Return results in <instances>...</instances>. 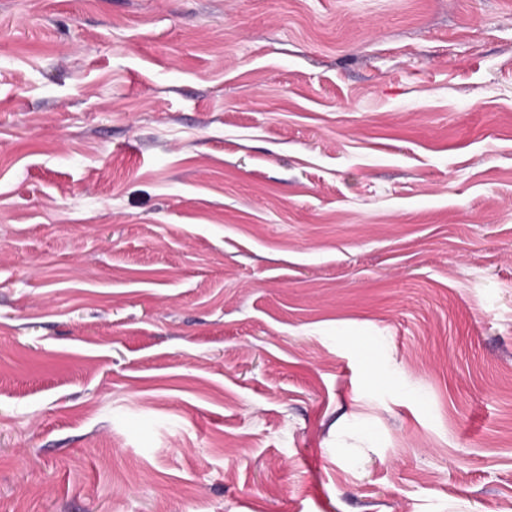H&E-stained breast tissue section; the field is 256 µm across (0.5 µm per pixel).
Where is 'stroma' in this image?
<instances>
[{
    "mask_svg": "<svg viewBox=\"0 0 512 512\" xmlns=\"http://www.w3.org/2000/svg\"><path fill=\"white\" fill-rule=\"evenodd\" d=\"M0 512H512V0H0Z\"/></svg>",
    "mask_w": 512,
    "mask_h": 512,
    "instance_id": "35a3bbf8",
    "label": "stroma"
}]
</instances>
